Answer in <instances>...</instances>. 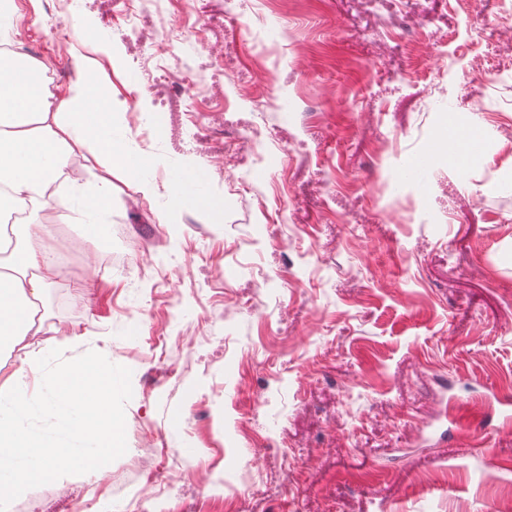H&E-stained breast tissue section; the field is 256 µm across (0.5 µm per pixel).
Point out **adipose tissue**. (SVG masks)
I'll list each match as a JSON object with an SVG mask.
<instances>
[{"mask_svg":"<svg viewBox=\"0 0 512 512\" xmlns=\"http://www.w3.org/2000/svg\"><path fill=\"white\" fill-rule=\"evenodd\" d=\"M43 62L21 52L0 53V351H14L26 337L45 332L39 303L62 275L53 247L44 243L49 225L13 223L37 200H55L66 188L75 223L93 239L103 237L112 212V172L94 178L74 170L73 156L88 151L97 163L122 160L133 178L144 161L116 144V126L104 112V90L81 78L70 94L50 101L44 90Z\"/></svg>","mask_w":512,"mask_h":512,"instance_id":"adipose-tissue-1","label":"adipose tissue"}]
</instances>
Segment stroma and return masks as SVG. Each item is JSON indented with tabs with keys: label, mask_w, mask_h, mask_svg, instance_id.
Wrapping results in <instances>:
<instances>
[{
	"label": "stroma",
	"mask_w": 512,
	"mask_h": 512,
	"mask_svg": "<svg viewBox=\"0 0 512 512\" xmlns=\"http://www.w3.org/2000/svg\"><path fill=\"white\" fill-rule=\"evenodd\" d=\"M236 0L220 50L244 85L289 71L262 103L301 153L257 165L254 193L287 177L282 224L230 198L241 169L209 154L197 124L173 125L153 99L125 111L143 57L113 33L112 0H84L67 47L24 15L13 50L49 63L45 89L66 94L95 61L107 108L151 201L118 192L106 236L87 239L59 203L36 207L99 269L73 264L42 305L70 360L89 350L132 372L127 450L102 472L67 475L17 498L21 512L79 488L100 512H497L512 489V0ZM418 33L404 40V20ZM278 40L269 55L233 44L236 27ZM477 132L480 159L431 163L448 123ZM199 205L160 223L179 175ZM287 250H279V240ZM129 273L113 274L112 260ZM476 419L483 447L453 430ZM182 493L143 497L157 453Z\"/></svg>",
	"instance_id": "35a3bbf8"
}]
</instances>
